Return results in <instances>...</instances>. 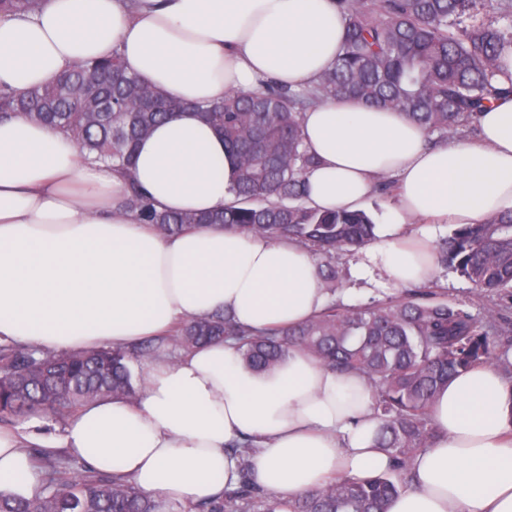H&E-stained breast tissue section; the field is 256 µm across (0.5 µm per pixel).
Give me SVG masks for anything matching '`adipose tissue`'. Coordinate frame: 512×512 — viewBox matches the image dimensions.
<instances>
[{
    "mask_svg": "<svg viewBox=\"0 0 512 512\" xmlns=\"http://www.w3.org/2000/svg\"><path fill=\"white\" fill-rule=\"evenodd\" d=\"M343 35L332 0H41L35 12L0 15V89L27 91L76 61L119 56L182 105L139 142L133 180L157 209L212 213L235 199L237 161L198 105L265 81L311 85ZM301 136L318 159L304 173L310 208L359 210L379 176L395 177L396 201L366 256L397 286L435 280L433 225L512 212V94L480 114L475 138L437 147L403 113L349 97L304 112ZM124 198V178L81 159L61 130L0 117V344L130 347L224 312L254 330H286L325 308L306 247L220 224L162 236ZM419 218L428 228L414 230ZM140 381L137 401L82 405L51 433L35 413L0 425V493L40 492L31 448L128 478L166 503L235 488L227 447L240 437L253 441L251 482L277 500L390 468L375 446L367 380L304 352L260 372L229 342L174 357L163 347ZM430 418L434 439L388 512H512V354L449 379Z\"/></svg>",
    "mask_w": 512,
    "mask_h": 512,
    "instance_id": "ef3b65f1",
    "label": "adipose tissue"
}]
</instances>
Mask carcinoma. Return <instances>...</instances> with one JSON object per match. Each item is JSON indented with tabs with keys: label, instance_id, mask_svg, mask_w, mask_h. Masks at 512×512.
I'll use <instances>...</instances> for the list:
<instances>
[{
	"label": "carcinoma",
	"instance_id": "obj_1",
	"mask_svg": "<svg viewBox=\"0 0 512 512\" xmlns=\"http://www.w3.org/2000/svg\"><path fill=\"white\" fill-rule=\"evenodd\" d=\"M39 0H0L1 12H33ZM345 25L336 64L299 89L273 82L256 93L232 91L221 103L196 109L224 135L238 159L236 197L213 214L157 211L146 192L128 185L127 206L162 235L203 224L294 241L319 259L325 288L335 292L336 253L374 239L363 211H319L306 206L303 172L315 156L300 134L303 112L319 102L356 97L402 112L427 138L446 140L477 119L507 90L492 84L500 50L512 46V0H333ZM176 108L163 93L129 74L118 57L69 68L51 85L25 95L0 90V114L23 113L67 133L84 157L128 166L137 143ZM438 262L456 267L488 296L512 295V214L466 224L437 247ZM512 325L493 311L481 318L453 308L435 292L415 291L385 303L322 313L283 335L244 328L227 314L175 327L164 341L189 351L216 339L238 344L258 370L275 368L293 348L336 372H358L374 393L376 447L391 471L364 479L330 481L305 496L273 504L241 471L239 486L219 500L172 503L168 512H387L406 482L415 453L434 437L429 406L448 379L486 363L496 337ZM153 342L132 348L99 347L81 353H43L0 346V423L38 410L74 411L112 394L136 399L130 362L153 356ZM43 476L32 498L0 494V512H158L161 504L128 479L66 470L76 460L30 448Z\"/></svg>",
	"mask_w": 512,
	"mask_h": 512
}]
</instances>
